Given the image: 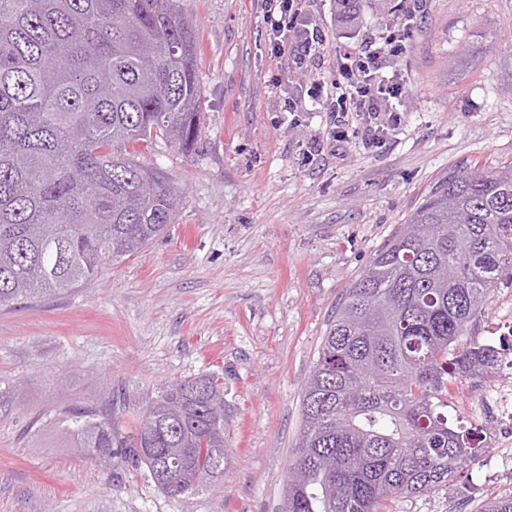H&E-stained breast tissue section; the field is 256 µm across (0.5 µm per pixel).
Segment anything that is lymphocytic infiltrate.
I'll use <instances>...</instances> for the list:
<instances>
[{"mask_svg":"<svg viewBox=\"0 0 512 512\" xmlns=\"http://www.w3.org/2000/svg\"><path fill=\"white\" fill-rule=\"evenodd\" d=\"M304 0H265L276 54H288L297 68L313 70L320 64L317 51L322 37L318 29L303 20ZM427 0H403L401 18L389 23L376 36L346 46L336 53V110L340 116L332 137H342L348 119H355L370 143L383 141L389 130L401 122L396 100L408 90L400 77L390 74L394 60L407 46L409 22L424 12Z\"/></svg>","mask_w":512,"mask_h":512,"instance_id":"1","label":"lymphocytic infiltrate"}]
</instances>
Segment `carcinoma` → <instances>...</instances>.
<instances>
[{
  "label": "carcinoma",
  "instance_id": "cac0c4a2",
  "mask_svg": "<svg viewBox=\"0 0 512 512\" xmlns=\"http://www.w3.org/2000/svg\"><path fill=\"white\" fill-rule=\"evenodd\" d=\"M362 0H334L360 19ZM196 27L180 0H0V306L96 280L175 223L181 194L140 156L194 150ZM512 276V163L448 171L375 252L322 337L307 380L283 512H381L447 488L488 452L448 413V383L495 350L459 337ZM90 460L112 449L177 497L224 480V382L177 380L133 431L73 411ZM179 456L184 478L162 463Z\"/></svg>",
  "mask_w": 512,
  "mask_h": 512
}]
</instances>
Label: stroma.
<instances>
[{
  "mask_svg": "<svg viewBox=\"0 0 512 512\" xmlns=\"http://www.w3.org/2000/svg\"><path fill=\"white\" fill-rule=\"evenodd\" d=\"M198 31L203 125L192 154L148 165L180 189L174 224L67 293L0 306V512H281L307 378L336 305L373 254L462 164L512 162V0H427L397 68L410 95L383 142L327 136L337 47L401 8L363 0L357 25L309 0L325 42L304 72L275 56L264 0H181ZM321 140V151L311 150ZM512 317V279L468 340ZM224 377V484L166 497L145 469L94 465L58 421L73 408L129 429L163 387ZM475 464L387 512H477L507 495Z\"/></svg>",
  "mask_w": 512,
  "mask_h": 512,
  "instance_id": "1",
  "label": "stroma"
}]
</instances>
